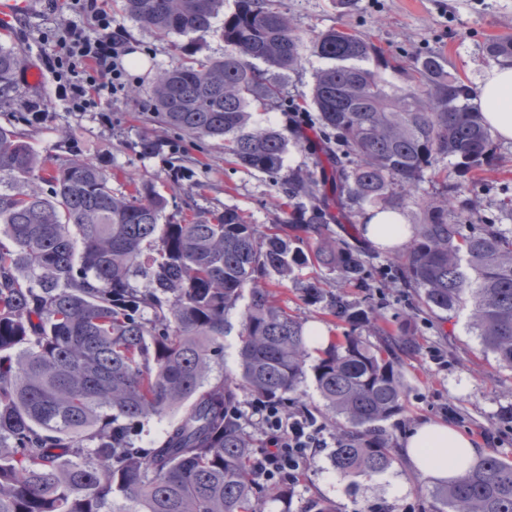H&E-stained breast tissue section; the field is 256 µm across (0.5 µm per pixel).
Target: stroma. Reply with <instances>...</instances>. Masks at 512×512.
<instances>
[{
    "mask_svg": "<svg viewBox=\"0 0 512 512\" xmlns=\"http://www.w3.org/2000/svg\"><path fill=\"white\" fill-rule=\"evenodd\" d=\"M74 0H0V45L21 50L29 65L42 68L40 86L20 80L12 101L0 105V125L11 112L43 111L37 121L18 130L41 158L74 152L112 168V189L125 191L128 180H148L165 192V220L177 222L193 213H220L231 207L261 231L287 216L281 178L250 172L228 161L214 142L179 133L157 117L151 85L157 73L186 55L216 58L224 42L214 33L202 37L159 39L152 30L130 20L102 0L123 27L128 49L123 91L103 93L97 105L72 110L58 80L44 71L46 56L55 52L58 31L68 24L95 34L94 23L77 12ZM282 12L305 37L345 27L371 38L394 54H438L449 70L477 86L493 62L485 54L489 38L512 34V0H280ZM169 139L176 150L146 151L143 141ZM498 165L484 173L469 195L485 214H497L504 196L512 197V141L497 140ZM186 162L190 178L175 180L172 167ZM315 285L324 293L342 292L349 300L364 299L365 289L349 286L335 276L306 267L277 290L279 304L304 321L306 328L341 334L345 326L316 306L305 304L301 290ZM467 314L440 324L416 318L419 350L403 357L406 384L404 412L386 424L397 456L385 474L351 484L336 472L331 453H323L307 468L295 488L294 504L313 499L329 501L335 512H435L436 482L406 460L407 434L424 422L447 424L493 455L512 459V426L500 416L512 409V372L497 369L475 336L466 331ZM438 349L442 364L428 357Z\"/></svg>",
    "mask_w": 512,
    "mask_h": 512,
    "instance_id": "1",
    "label": "stroma"
}]
</instances>
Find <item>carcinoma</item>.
<instances>
[{"instance_id":"carcinoma-1","label":"carcinoma","mask_w":512,"mask_h":512,"mask_svg":"<svg viewBox=\"0 0 512 512\" xmlns=\"http://www.w3.org/2000/svg\"><path fill=\"white\" fill-rule=\"evenodd\" d=\"M120 2L162 38L209 32L224 4ZM221 37L224 56L158 74L155 109L169 127L224 142L249 171L284 173L293 235H262L234 208L163 224L168 199L154 184L117 194L112 169L75 155L48 164L0 125V512H290L292 488L252 481L254 441L237 410L244 394L283 398L309 376L336 427L338 474L356 483L391 469L383 424L404 412L413 317L390 332L362 303L310 288L305 302L348 329L309 367L314 332L278 304L276 284L258 286L308 265L364 283L369 208L417 209L380 280L440 321L469 311L468 333L512 371V227L467 195L497 160L473 88L436 54L389 56L340 29L307 41L279 0H235ZM308 42L328 65L297 104L286 80ZM486 53L512 59V36ZM26 69L0 46V102ZM277 108L290 112L285 128L260 119ZM292 150L312 167L285 168ZM243 300L237 372L213 378ZM154 418L166 428L143 448ZM435 497L437 512H512V461L481 457Z\"/></svg>"}]
</instances>
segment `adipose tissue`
<instances>
[{
    "mask_svg": "<svg viewBox=\"0 0 512 512\" xmlns=\"http://www.w3.org/2000/svg\"><path fill=\"white\" fill-rule=\"evenodd\" d=\"M477 102L492 131L512 140V64L492 67L480 81ZM406 455L424 475L448 481L465 472L482 450L456 429L426 422L408 433Z\"/></svg>",
    "mask_w": 512,
    "mask_h": 512,
    "instance_id": "adipose-tissue-1",
    "label": "adipose tissue"
}]
</instances>
